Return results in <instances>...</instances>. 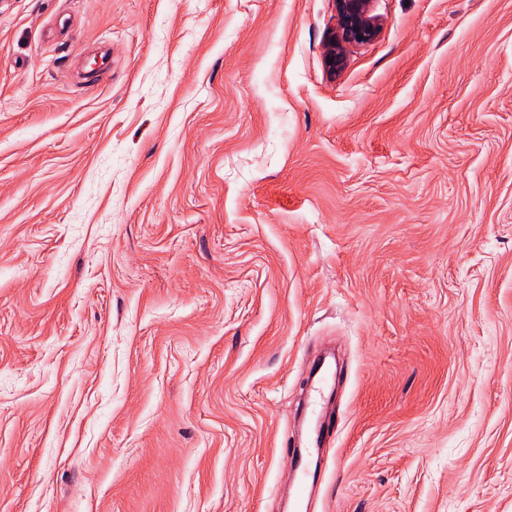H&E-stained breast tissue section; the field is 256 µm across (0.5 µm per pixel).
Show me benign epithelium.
I'll return each mask as SVG.
<instances>
[{"instance_id":"7a95c632","label":"benign epithelium","mask_w":512,"mask_h":512,"mask_svg":"<svg viewBox=\"0 0 512 512\" xmlns=\"http://www.w3.org/2000/svg\"><path fill=\"white\" fill-rule=\"evenodd\" d=\"M336 11L338 30L326 50L328 67L333 72L343 66L349 46L372 40L379 29L376 17L371 14V0H336Z\"/></svg>"}]
</instances>
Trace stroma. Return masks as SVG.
Masks as SVG:
<instances>
[{
	"label": "stroma",
	"instance_id": "1",
	"mask_svg": "<svg viewBox=\"0 0 512 512\" xmlns=\"http://www.w3.org/2000/svg\"><path fill=\"white\" fill-rule=\"evenodd\" d=\"M0 0V512H512V0ZM371 2L336 0L338 30L325 53L326 63L332 72L343 66L349 46L370 41L377 35L379 25L376 17L371 14ZM357 35H362L363 39H358ZM328 60H332V63H328Z\"/></svg>",
	"mask_w": 512,
	"mask_h": 512
}]
</instances>
